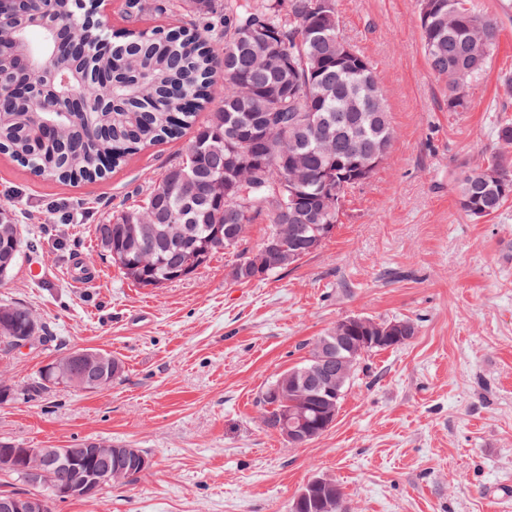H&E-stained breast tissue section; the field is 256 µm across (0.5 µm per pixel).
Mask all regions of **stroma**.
Returning <instances> with one entry per match:
<instances>
[{
	"label": "stroma",
	"instance_id": "1",
	"mask_svg": "<svg viewBox=\"0 0 512 512\" xmlns=\"http://www.w3.org/2000/svg\"><path fill=\"white\" fill-rule=\"evenodd\" d=\"M140 2L131 22L127 0H112L109 30L185 23L167 0ZM476 2L497 20L498 44L452 112L421 51L416 0H336L342 35L376 68L395 138L322 246L262 281L232 280L235 258L220 252L192 276L142 287L101 253L96 225L139 203L188 138L77 185L0 155V203L34 244L0 280V302L30 307L51 336L0 357L14 392L0 403V440L96 439L151 460L134 482L53 512H291L317 477L336 482L347 512H512V201L474 221L455 190L512 118V0ZM76 259L91 274L81 285L66 278ZM349 316L405 318L417 333L366 353L331 427L290 446L264 424L261 392ZM77 348L112 353L124 378L96 392L35 386L41 367Z\"/></svg>",
	"mask_w": 512,
	"mask_h": 512
}]
</instances>
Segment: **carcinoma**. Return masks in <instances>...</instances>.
Here are the masks:
<instances>
[{
	"label": "carcinoma",
	"instance_id": "carcinoma-1",
	"mask_svg": "<svg viewBox=\"0 0 512 512\" xmlns=\"http://www.w3.org/2000/svg\"><path fill=\"white\" fill-rule=\"evenodd\" d=\"M422 53L448 87V110L465 105L466 89L484 69L499 35L496 23L471 0H417ZM176 7L196 30L148 34L129 30L112 51L94 57L90 46L106 39L94 0H22L15 17L3 24H26L17 53L51 46L59 39L68 52L60 65L65 90L88 119L35 112L24 95L0 97V154L37 176L62 184L104 178L141 150L194 128L185 158L167 168L147 189L141 204L115 211L96 226V238L121 272L143 287H160L194 274L222 251L236 256L231 277L264 280L315 252L331 236L347 194L356 186L360 157L385 159L394 136L378 75L357 49L347 54L336 0H177ZM55 15V31L36 24L41 12ZM125 57L136 58L140 76H119L112 109L100 100V77L114 72ZM221 80L224 96L206 121L196 111L209 102L208 88ZM264 129L267 143L252 137ZM499 150L457 179L460 209L480 220L512 198V119L496 126ZM203 185L222 179L224 200L201 192L186 195L175 172L182 164ZM0 277L9 275L28 243L14 210L0 204ZM263 218L270 224L257 250L241 248L246 226ZM344 330L335 324L318 337L302 362L281 372L262 392L264 423L284 434L283 411L307 396L302 429L307 442L325 431L323 415L336 409L329 376L354 377L363 354L400 346L389 339L368 346L364 337L386 322L358 317ZM39 344L50 340L44 322L19 303L0 304V354L12 355V342L28 333ZM67 373L53 366L38 374L40 388L65 385L104 390L124 373L122 362L94 348ZM88 441L59 449L44 463L50 484L36 488L41 512L59 501L54 486L74 479L76 469H112L113 483L135 481L140 472L126 449ZM293 512H345L334 508L320 487Z\"/></svg>",
	"mask_w": 512,
	"mask_h": 512
}]
</instances>
